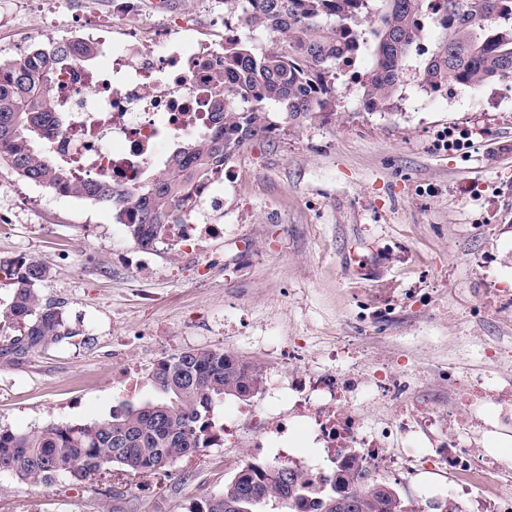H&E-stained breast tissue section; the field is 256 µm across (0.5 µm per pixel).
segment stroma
<instances>
[{"instance_id": "35a3bbf8", "label": "stroma", "mask_w": 512, "mask_h": 512, "mask_svg": "<svg viewBox=\"0 0 512 512\" xmlns=\"http://www.w3.org/2000/svg\"><path fill=\"white\" fill-rule=\"evenodd\" d=\"M0 0V63L107 22L114 40L150 45L173 21L195 37L215 31L224 0ZM411 54L390 110L362 104L358 78L341 75L333 112L240 152L224 172V213L199 216L222 234L179 246L136 248L112 210L63 197L0 164V259L35 256L51 268L38 292L62 307L71 338L0 359V427L31 431L88 423L123 403L157 399L148 375L186 348L211 347L259 364L264 378L307 369L340 379L393 377L418 409L448 413L449 374L497 372L512 359V83L427 93ZM297 351L286 361L285 349ZM351 358L329 362L334 350ZM133 366L126 388L119 368ZM251 435L200 449L167 473L113 470L95 487L31 485L0 472V512H110L138 495L145 512H189L247 462ZM389 484L418 512L445 501L448 470Z\"/></svg>"}]
</instances>
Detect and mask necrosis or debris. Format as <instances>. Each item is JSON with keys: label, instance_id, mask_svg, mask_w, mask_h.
I'll return each instance as SVG.
<instances>
[{"label": "necrosis or debris", "instance_id": "1", "mask_svg": "<svg viewBox=\"0 0 512 512\" xmlns=\"http://www.w3.org/2000/svg\"><path fill=\"white\" fill-rule=\"evenodd\" d=\"M235 25L224 26L220 38L189 40L185 28L170 30L153 46L117 42L105 27L69 36L72 44L92 42L111 61L110 71L70 62L52 83L69 114L64 132L54 134L50 146L74 158L85 175L106 177L116 185L135 188L139 174L164 147L200 135L207 127L208 101L215 84L216 61L226 39L236 37ZM292 391L293 415L307 418L327 460L341 465L357 458L377 474L410 475V462L443 459L456 484L476 492L486 512H512V481L505 479L498 461L482 448L461 449L460 438L475 437L484 429L476 411L494 404L501 422L512 421V383L495 376H452L448 417L452 434L436 448L416 447L418 431L435 425V418L420 413L397 396L393 386L364 383L365 391L382 401L383 427L364 424L344 405L347 386L334 375L317 372L287 383H274L272 392ZM288 430V418L254 410L248 416L224 420L216 440L226 443L252 433L256 455L272 454L278 464L300 466L286 448H271L272 439ZM406 440L403 448L390 447L388 434Z\"/></svg>", "mask_w": 512, "mask_h": 512}]
</instances>
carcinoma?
<instances>
[{
	"instance_id": "cac0c4a2",
	"label": "carcinoma",
	"mask_w": 512,
	"mask_h": 512,
	"mask_svg": "<svg viewBox=\"0 0 512 512\" xmlns=\"http://www.w3.org/2000/svg\"><path fill=\"white\" fill-rule=\"evenodd\" d=\"M237 2L248 34L224 43V89L210 96L208 134L177 143L163 166L147 165L141 186L81 178L74 160L49 149L50 124L64 120L52 78L72 59L65 42L0 64V160L56 195L108 207L130 241L150 249L172 225L193 219L201 187L251 143L332 110L337 68L349 54L371 51L364 102L371 112L389 109L424 27L425 0ZM435 25L441 37L419 69L424 91L512 81V0H441ZM50 275L41 259L0 261V285L13 289L0 318L14 329L0 336L1 354L23 358L72 334L59 307L41 305L38 286ZM150 380L161 399L124 404L90 423L0 427V472L24 483L84 484L111 468L128 475L167 471L210 446L215 405L240 397L248 382L262 383V368L222 348H190L161 359ZM245 468L189 512H346L350 504L351 512H419L356 460L317 482L290 466Z\"/></svg>"
}]
</instances>
